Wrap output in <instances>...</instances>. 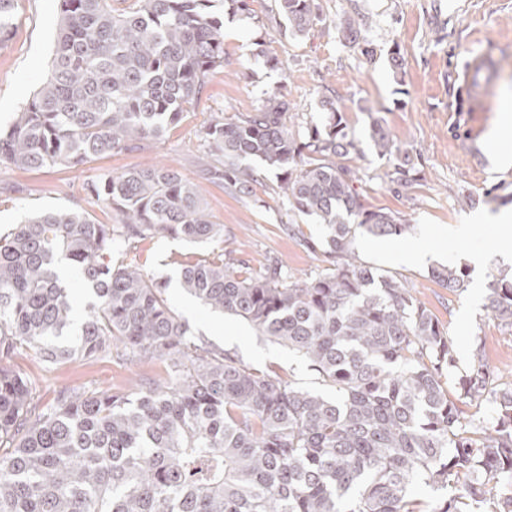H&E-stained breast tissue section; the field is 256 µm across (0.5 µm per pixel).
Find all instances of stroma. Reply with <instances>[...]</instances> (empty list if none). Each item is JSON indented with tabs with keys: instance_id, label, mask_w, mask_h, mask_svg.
Segmentation results:
<instances>
[{
	"instance_id": "obj_1",
	"label": "stroma",
	"mask_w": 512,
	"mask_h": 512,
	"mask_svg": "<svg viewBox=\"0 0 512 512\" xmlns=\"http://www.w3.org/2000/svg\"><path fill=\"white\" fill-rule=\"evenodd\" d=\"M323 15L306 36L285 35L277 0H248L244 11H231L226 0H211V12L224 23V66L209 75L200 99L189 105L178 124L159 140L145 141L132 152L89 160L83 166H56L23 171L0 164V233L31 213L44 209L81 208L97 220H112L95 203L85 184L97 175L159 162L196 181L214 223L244 265L256 268L276 257L302 276L327 272L321 253L308 250L304 239L316 238L318 226L295 214L265 174L249 192L217 186L201 177L200 130L225 115L244 116L263 92L285 86L291 111L299 120L320 122V99L331 96L351 128L360 151L350 162L359 179L356 188L367 206L393 212L407 226L400 243L428 252L424 262L407 264L389 257L388 239L357 236L360 260L380 275L406 278L413 296L447 329L457 343L456 381L470 362L472 337H480L484 356L498 384L512 387V327L492 315L486 287L508 265L489 253L497 234L493 224L473 223L478 212L512 206V167L500 168L474 154L490 133L512 138V123L501 108L512 102V0H318ZM59 0H17L15 18L0 42V128L13 122L46 76L54 49ZM369 19L366 37L375 51L366 63L358 49L343 46L339 25L347 16ZM400 48L404 69L393 77L387 56ZM277 56L278 70L266 68L258 49ZM489 68L468 83L472 58ZM383 117L393 140L409 153L416 178L409 192H396L367 138L369 113ZM468 224L469 235L452 239L448 227ZM218 245H192L170 237L117 246L113 261L132 265L159 280H168L169 302L191 335L235 354L257 369H275L296 386L320 390L306 360L255 335L234 316L209 310L180 287L182 264L212 258ZM454 266L469 282L453 293L431 276L434 268ZM10 366L35 383V398L51 402L58 390L119 391L142 378L164 375L158 360L126 362L116 357L44 363L34 352L13 356Z\"/></svg>"
}]
</instances>
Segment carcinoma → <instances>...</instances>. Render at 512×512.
Wrapping results in <instances>:
<instances>
[{"mask_svg":"<svg viewBox=\"0 0 512 512\" xmlns=\"http://www.w3.org/2000/svg\"><path fill=\"white\" fill-rule=\"evenodd\" d=\"M16 0H0V41ZM285 31L323 22L317 0H277ZM211 0H60L49 74L8 129L0 163L76 167L159 140L224 67V24ZM366 22L349 17L341 40L364 45ZM321 124L286 125L285 88L255 110L203 127L205 180L250 189L257 158L275 172L291 209L321 225L305 241L333 266L300 279L277 258L243 276L223 258L187 263L182 288L204 305L247 321L305 357L334 395L252 369L208 342H194L171 307L168 281L115 266L120 242L157 236L224 241L198 185L162 165L104 172L86 186L123 216L102 223L78 209L40 212L0 236V357L31 350L44 362L127 359L169 363L164 380L128 391L63 389L32 404V381L0 364V512H512V390L494 385L482 344L448 395L444 371L457 345L406 281L378 276L354 250L357 234L400 235L407 225L365 205L348 162L357 139L331 98ZM376 153L393 166L396 192L416 181L408 152L383 118L370 116ZM88 297L71 331L72 302L59 270ZM451 292L466 288L453 266L431 270ZM488 308L512 325V274L488 288ZM489 406L470 426L460 405ZM416 484L446 498L428 511Z\"/></svg>","mask_w":512,"mask_h":512,"instance_id":"cac0c4a2","label":"carcinoma"}]
</instances>
